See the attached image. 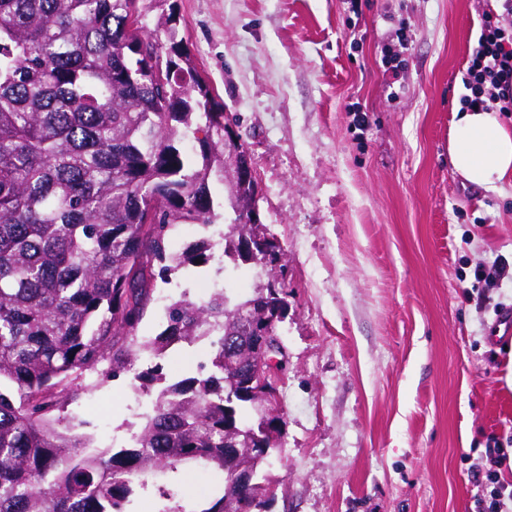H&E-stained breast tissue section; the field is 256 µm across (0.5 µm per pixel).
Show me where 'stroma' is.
<instances>
[{"label":"stroma","mask_w":512,"mask_h":512,"mask_svg":"<svg viewBox=\"0 0 512 512\" xmlns=\"http://www.w3.org/2000/svg\"><path fill=\"white\" fill-rule=\"evenodd\" d=\"M145 31L174 14L179 40L249 151L260 217L285 256L277 380L284 419L267 469L269 512H480L471 478L486 448H512V278L478 293L474 272L512 263V180L466 181L448 159L462 76L483 12L498 0H138ZM401 67L381 48L399 28ZM227 213L175 226L171 249L208 236ZM261 266L222 262L156 282L170 300L206 301L204 284L248 295ZM209 339L171 348L167 382L194 375ZM94 385L64 413L90 452L129 447L153 412L136 372ZM223 478L196 463L136 487L126 512H201Z\"/></svg>","instance_id":"obj_1"}]
</instances>
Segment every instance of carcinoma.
Segmentation results:
<instances>
[{"label":"carcinoma","instance_id":"carcinoma-1","mask_svg":"<svg viewBox=\"0 0 512 512\" xmlns=\"http://www.w3.org/2000/svg\"><path fill=\"white\" fill-rule=\"evenodd\" d=\"M135 3L0 0V512H126L136 480L183 462L223 473L222 496L201 512L273 500L261 474L278 450L270 415L235 365L258 358L253 324L288 317V292L269 280L246 299L222 289L200 305L182 298L157 336H138L147 278L214 258L206 238L168 248L176 225L213 224L212 178L234 213L229 263L256 264L245 243L272 234L251 220L252 188L235 179L224 105L176 28L168 47L147 36ZM201 124L199 149L186 151ZM204 336L214 337L209 371L159 390L132 446L83 452L57 410L88 389L86 372L110 354L103 377L115 378L137 352L160 358ZM136 379L148 392L165 377L156 364ZM239 467L259 485L237 484Z\"/></svg>","mask_w":512,"mask_h":512}]
</instances>
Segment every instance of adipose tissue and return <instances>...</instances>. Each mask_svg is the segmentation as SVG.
I'll use <instances>...</instances> for the list:
<instances>
[{"instance_id":"1","label":"adipose tissue","mask_w":512,"mask_h":512,"mask_svg":"<svg viewBox=\"0 0 512 512\" xmlns=\"http://www.w3.org/2000/svg\"><path fill=\"white\" fill-rule=\"evenodd\" d=\"M448 154L454 169L473 184L492 188L512 178V131L496 112H461L450 131Z\"/></svg>"}]
</instances>
